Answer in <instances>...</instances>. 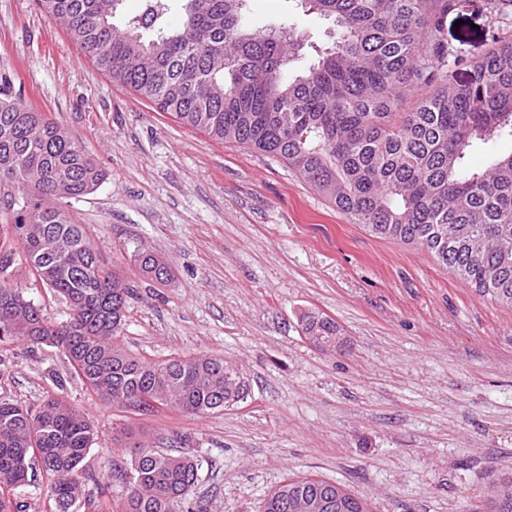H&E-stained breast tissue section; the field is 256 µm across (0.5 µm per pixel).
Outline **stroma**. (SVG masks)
Wrapping results in <instances>:
<instances>
[{"mask_svg":"<svg viewBox=\"0 0 512 512\" xmlns=\"http://www.w3.org/2000/svg\"><path fill=\"white\" fill-rule=\"evenodd\" d=\"M252 28L291 24L309 46L334 44L332 21L294 0H247ZM477 10L444 32L467 63L491 45ZM0 90L59 123L107 177L67 200L109 267L137 281L119 342L149 363L210 354L236 363L247 399L219 412L116 405L88 389L60 348L0 343V398L39 408L61 396L98 437L83 462L94 512L125 490L112 462L130 441L178 450L198 466L190 501L207 512H260L291 477L342 484L370 512H490L512 474V309L477 295L424 249L374 237L282 161L219 143L103 74L36 0H0ZM172 277L146 284L139 257ZM14 279L52 322L70 310ZM348 343L323 350L306 313ZM302 325L305 336H310L308 337V340L322 349L324 347H321L317 343V341H319V336L322 340L329 338V336H336L335 341L325 345L328 348H336V351H342L347 343L346 337L342 336L339 326L336 333V322L331 318L304 314L302 317Z\"/></svg>","mask_w":512,"mask_h":512,"instance_id":"stroma-1","label":"stroma"}]
</instances>
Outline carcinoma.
Instances as JSON below:
<instances>
[{
  "label": "carcinoma",
  "mask_w": 512,
  "mask_h": 512,
  "mask_svg": "<svg viewBox=\"0 0 512 512\" xmlns=\"http://www.w3.org/2000/svg\"><path fill=\"white\" fill-rule=\"evenodd\" d=\"M123 0H37L107 76L183 124L281 160L353 223L379 238L416 244L480 297L512 308V151L482 169L469 152L512 138V0H480L492 48L471 65L448 42L443 21L470 0H301L337 27L334 47L298 76L289 65L305 47L291 26L253 30L246 0H181L182 24L166 0L124 27ZM105 177L58 123L0 99V237L15 240L35 285L69 303L48 320L12 283L0 259V342L62 348L94 392L112 403L188 414L238 403L239 368L218 356L147 363L114 342L136 282L111 270L84 225L60 204ZM142 277L160 284L169 266L145 255ZM308 340L336 335L327 317H302ZM95 440L89 416L58 396L32 411L0 400V512H25L10 493L28 482L30 461L53 475L58 512L83 492L81 472ZM112 463L127 483L112 512H200L184 507L198 467L184 454L129 445ZM328 481L291 478L261 512H302L286 499L321 498ZM492 512H512V477L493 489Z\"/></svg>",
  "instance_id": "obj_1"
}]
</instances>
